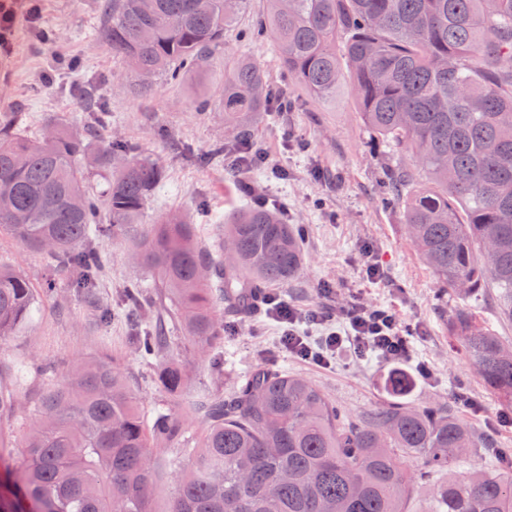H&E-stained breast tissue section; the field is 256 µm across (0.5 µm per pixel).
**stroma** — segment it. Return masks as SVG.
I'll return each instance as SVG.
<instances>
[{
  "instance_id": "35a3bbf8",
  "label": "stroma",
  "mask_w": 512,
  "mask_h": 512,
  "mask_svg": "<svg viewBox=\"0 0 512 512\" xmlns=\"http://www.w3.org/2000/svg\"><path fill=\"white\" fill-rule=\"evenodd\" d=\"M35 3L38 17L18 10L11 50L0 52V120L18 115L20 130L31 136L57 125L82 129L85 114L68 87L90 78L105 81L112 111L110 134L138 144L142 155L167 173L165 187L145 207L144 224L156 222L166 211L183 210L196 221L201 247L214 250L215 220L244 205L239 184L247 182L256 200L283 206L287 223L306 228L303 268L294 280L274 287V294L304 309L328 304L337 312L353 296L368 307L391 309L411 330L412 359L405 368L416 380L408 403L453 406L475 431L493 436L498 447L512 453V404L485 388L450 336L448 321L459 311H469L479 325L510 342L512 326L500 321L492 293L463 299L440 290L408 238L402 205L386 204L379 193L387 151L373 147V136L348 90H340L332 105L313 101L289 79L271 37L245 41L234 26L224 35L223 51L204 72L176 85L159 79L150 92L133 95L128 88L137 83V75L99 38L103 0ZM44 28L57 32L58 43L40 40L38 32ZM242 59L260 66L270 86L283 90L292 103L291 111L257 112L250 119L267 157L265 165L241 172L220 157L204 167L185 162L176 144L205 153L227 140L220 109L224 65ZM201 101L208 104L202 111L196 108ZM137 238L133 232L105 244L107 264L99 288L103 300L117 301L129 282L153 283L151 273L131 257ZM0 261L40 285L42 259L18 242L0 238ZM369 262L378 264L382 278H367L364 267ZM58 288L55 296L38 297L25 328L0 340V383L16 396L14 415L0 419V443L9 446L12 461L21 458L34 402L44 389L62 383L69 363L77 359L116 358L145 416L153 417L161 407L181 414L192 438L203 432L204 421L183 412L181 397L166 394L153 383L156 370L170 360L186 369L190 393H229L250 371L271 360L309 379L351 415L387 400L388 363L344 354L332 366L321 367L293 357L280 344V324L266 315L224 319L223 366L180 339L173 340L166 353L146 360L122 317L100 327L93 306L74 296L66 278H59ZM421 364L431 370V378L417 376ZM46 365L54 366V373L43 374ZM461 387L467 389L470 404L458 402ZM181 460L177 449L157 450L153 512H168L171 507L174 472Z\"/></svg>"
}]
</instances>
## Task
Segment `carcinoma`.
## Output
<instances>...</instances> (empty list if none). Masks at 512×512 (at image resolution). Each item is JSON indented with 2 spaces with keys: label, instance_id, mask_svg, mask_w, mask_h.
I'll return each instance as SVG.
<instances>
[{
  "label": "carcinoma",
  "instance_id": "obj_1",
  "mask_svg": "<svg viewBox=\"0 0 512 512\" xmlns=\"http://www.w3.org/2000/svg\"><path fill=\"white\" fill-rule=\"evenodd\" d=\"M250 0H104L100 36L136 72L177 84L224 48V31ZM277 43L288 75L318 102L336 100L343 73L336 38L350 67L349 91L376 139L414 158L382 180L386 201L404 206L411 242L441 287L475 297L499 289V310L512 324V0H267L241 38ZM89 135L56 128L51 139L0 124V236L42 257L40 288L0 263V338L31 321L38 295L57 292L68 273L74 294L111 323L98 303L103 243L142 223L148 200L167 182L165 169L130 142L112 139V112L98 84L72 89ZM224 122L236 129V162L259 163L249 117L284 112L287 103L252 62L224 68ZM99 139L94 145L90 138ZM107 187H89L92 172ZM212 252L201 250L187 215L169 212L139 236L135 259L156 272L171 304L144 327L126 321L144 357L170 347L173 328L203 348L223 336L216 305L249 317L254 299L294 279L305 228L247 204L218 222ZM121 302L140 311L153 292L138 282ZM485 387L512 402V347L458 313L449 325ZM153 383L183 392L181 368L168 363ZM413 387L389 370L386 403L364 416L336 406L310 381L263 364L227 398L186 395L185 410L206 426L181 441L183 421L159 412L144 421L120 365L109 358L78 363L66 381L42 393L23 439L21 462L0 477V512H152L153 451L183 442L186 458L169 512H407L422 485L421 512H512V458L478 437L443 406L401 402ZM472 448L487 467L434 479ZM403 457L419 459L412 472Z\"/></svg>",
  "mask_w": 512,
  "mask_h": 512
}]
</instances>
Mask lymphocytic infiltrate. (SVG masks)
Listing matches in <instances>:
<instances>
[{
    "label": "lymphocytic infiltrate",
    "instance_id": "f902f5d3",
    "mask_svg": "<svg viewBox=\"0 0 512 512\" xmlns=\"http://www.w3.org/2000/svg\"><path fill=\"white\" fill-rule=\"evenodd\" d=\"M267 314L284 327L281 341L289 353L318 365L330 364L343 350L356 356L376 355L385 362L410 360L408 342L395 316L388 311L364 307L351 299L340 314L327 309H297L287 301L269 297ZM319 327L317 339L299 333L298 325Z\"/></svg>",
    "mask_w": 512,
    "mask_h": 512
}]
</instances>
